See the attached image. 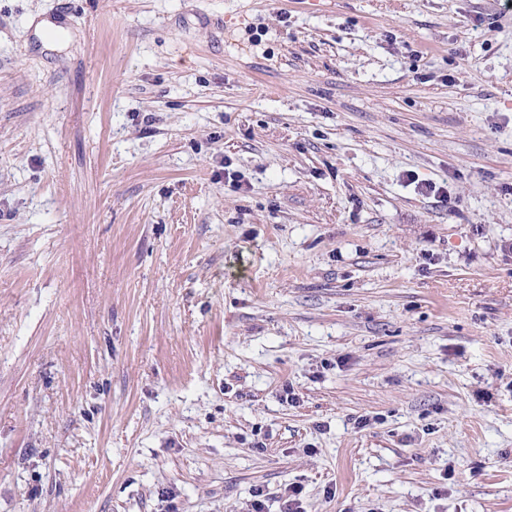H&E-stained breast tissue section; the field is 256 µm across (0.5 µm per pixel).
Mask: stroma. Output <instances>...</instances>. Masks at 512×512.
<instances>
[{"instance_id": "1", "label": "stroma", "mask_w": 512, "mask_h": 512, "mask_svg": "<svg viewBox=\"0 0 512 512\" xmlns=\"http://www.w3.org/2000/svg\"><path fill=\"white\" fill-rule=\"evenodd\" d=\"M291 486L512 512V0H0V512Z\"/></svg>"}]
</instances>
